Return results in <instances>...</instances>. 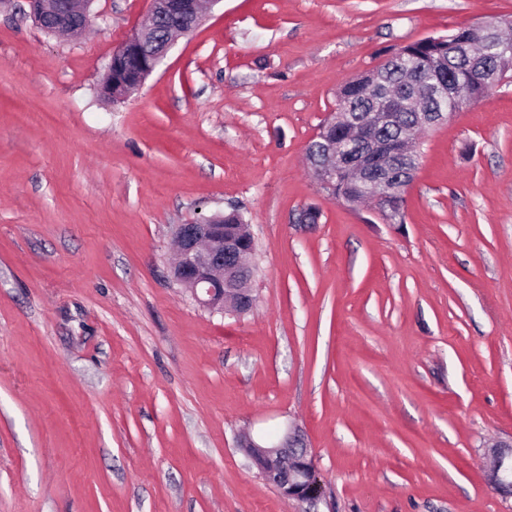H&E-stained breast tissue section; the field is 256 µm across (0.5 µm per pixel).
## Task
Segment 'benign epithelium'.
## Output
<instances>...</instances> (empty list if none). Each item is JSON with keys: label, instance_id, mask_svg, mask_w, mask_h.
<instances>
[{"label": "benign epithelium", "instance_id": "benign-epithelium-1", "mask_svg": "<svg viewBox=\"0 0 512 512\" xmlns=\"http://www.w3.org/2000/svg\"><path fill=\"white\" fill-rule=\"evenodd\" d=\"M94 0H30L34 17L43 22L55 18L54 28L60 30L66 26L84 28L90 17ZM149 23L136 31L117 46L106 67V82L102 93L112 97V79L120 83L119 89L139 87L166 57L172 47L175 35L192 33L199 24L202 9L198 0H148ZM166 14H182L187 25L171 30L163 43L152 45L151 34L157 19ZM506 26L503 21L474 27L478 39L471 42L478 54L486 51L485 34ZM138 53L149 55L152 60L149 71L133 68L128 64L129 55ZM406 96L419 110L422 118L419 126L428 130L452 120L457 112L468 105L461 91L449 92L445 84L423 85L416 79L414 71L405 78ZM366 150L370 153L402 154L412 160V166L401 179H414L419 168V144L415 130L407 129L400 134L396 143L388 148L375 141H368ZM363 168L362 156L352 153L344 146L331 144L323 155L318 168L317 180L335 196L336 173L342 169L357 173ZM395 184L374 186L371 189L375 212L389 216L393 224L400 215L393 211L392 194ZM224 216L217 214L194 224H178L174 237L179 242V259L171 266L172 279L181 286L203 308L213 313L226 311L245 314L254 306V296L250 284L255 278L256 267L249 262L254 251V238L249 225L240 224L229 233H224ZM251 464L259 475L272 484L287 500L309 506L316 503L322 495V486L314 458L302 431L295 425L275 439L256 441L245 438L241 444ZM493 458L491 480L503 495L512 496V447L496 445L489 448Z\"/></svg>", "mask_w": 512, "mask_h": 512}]
</instances>
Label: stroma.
Instances as JSON below:
<instances>
[{"instance_id": "1", "label": "stroma", "mask_w": 512, "mask_h": 512, "mask_svg": "<svg viewBox=\"0 0 512 512\" xmlns=\"http://www.w3.org/2000/svg\"><path fill=\"white\" fill-rule=\"evenodd\" d=\"M148 7L53 35L0 0V512H304L238 445L291 424L316 512H512V82L426 134L404 223L304 160L341 84L512 0H221L112 102ZM231 209L242 315L169 273L174 226ZM512 444L496 445L488 452L493 458L491 480L503 495L512 496Z\"/></svg>"}]
</instances>
